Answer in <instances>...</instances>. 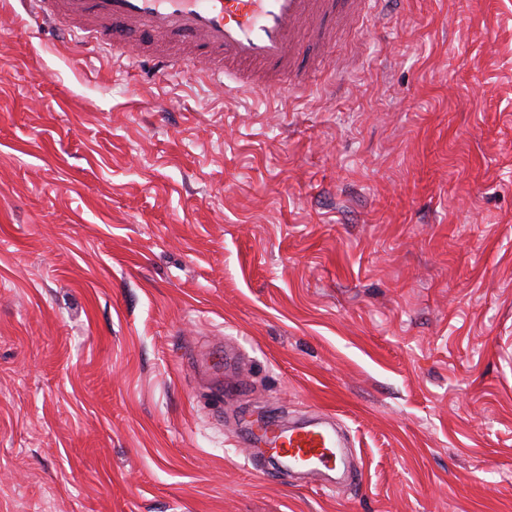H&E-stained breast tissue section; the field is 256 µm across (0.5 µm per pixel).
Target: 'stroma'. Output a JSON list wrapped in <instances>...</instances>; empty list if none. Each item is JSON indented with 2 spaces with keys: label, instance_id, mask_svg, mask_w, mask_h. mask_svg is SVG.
I'll list each match as a JSON object with an SVG mask.
<instances>
[{
  "label": "stroma",
  "instance_id": "stroma-1",
  "mask_svg": "<svg viewBox=\"0 0 512 512\" xmlns=\"http://www.w3.org/2000/svg\"><path fill=\"white\" fill-rule=\"evenodd\" d=\"M322 29L236 91L0 0V512H512V0ZM258 435H265L272 444L266 454L275 463L288 465L311 479L335 471L341 464L338 448L341 440L333 427L321 424L286 426L280 415L272 414Z\"/></svg>",
  "mask_w": 512,
  "mask_h": 512
}]
</instances>
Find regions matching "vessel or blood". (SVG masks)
Instances as JSON below:
<instances>
[{"label":"vessel or blood","instance_id":"obj_1","mask_svg":"<svg viewBox=\"0 0 512 512\" xmlns=\"http://www.w3.org/2000/svg\"><path fill=\"white\" fill-rule=\"evenodd\" d=\"M26 14L75 44L95 40L120 49L140 37L136 57L157 70L170 66L162 44L179 38L200 47L203 74L240 87L295 88L304 77L295 69L302 26L332 12L331 0H21ZM271 460L309 478L336 470L341 440L320 424L285 425L272 414L261 430Z\"/></svg>","mask_w":512,"mask_h":512}]
</instances>
